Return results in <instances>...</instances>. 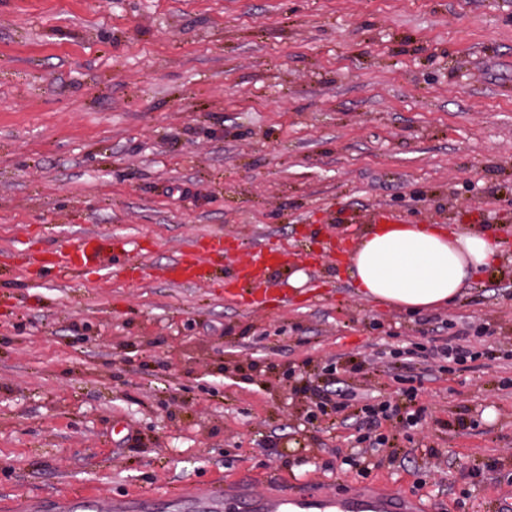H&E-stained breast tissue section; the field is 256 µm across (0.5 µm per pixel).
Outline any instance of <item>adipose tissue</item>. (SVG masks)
<instances>
[{"instance_id": "obj_1", "label": "adipose tissue", "mask_w": 512, "mask_h": 512, "mask_svg": "<svg viewBox=\"0 0 512 512\" xmlns=\"http://www.w3.org/2000/svg\"><path fill=\"white\" fill-rule=\"evenodd\" d=\"M502 247L483 230L377 224L358 238L347 274L362 300L420 312L449 306Z\"/></svg>"}]
</instances>
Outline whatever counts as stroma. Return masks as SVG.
I'll use <instances>...</instances> for the list:
<instances>
[{
    "instance_id": "35a3bbf8",
    "label": "stroma",
    "mask_w": 512,
    "mask_h": 512,
    "mask_svg": "<svg viewBox=\"0 0 512 512\" xmlns=\"http://www.w3.org/2000/svg\"><path fill=\"white\" fill-rule=\"evenodd\" d=\"M380 209L508 245L450 307L368 303L331 250ZM87 232L140 277L43 283ZM208 233L228 268L278 248L260 277L283 302L166 282ZM10 244L0 504L103 512L226 477L258 496L386 484L427 512L512 491V0H0ZM460 322L492 348L448 370L428 351ZM333 380L420 412L394 456L358 443L356 409L309 420L300 386Z\"/></svg>"
}]
</instances>
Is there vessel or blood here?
<instances>
[{
    "label": "vessel or blood",
    "instance_id": "obj_1",
    "mask_svg": "<svg viewBox=\"0 0 512 512\" xmlns=\"http://www.w3.org/2000/svg\"><path fill=\"white\" fill-rule=\"evenodd\" d=\"M227 252L223 235L210 234L202 238L198 247L179 250L165 267L163 276L174 285L207 284L211 277L210 264L223 261ZM112 253V244L88 233L76 251L43 262L44 280L55 283L72 274L87 270H104ZM248 265L230 271L224 278L225 288L234 290L240 303L253 306L271 300V293L252 291V270L258 266H272L278 260V251L267 245L253 247ZM235 502L237 512H417L414 498L402 492L390 495L375 493H326L318 496L291 495L253 497L245 488H238L235 499H228L223 485L187 490L183 495L160 502L149 498L130 496L113 500L110 512H226L228 502Z\"/></svg>",
    "mask_w": 512,
    "mask_h": 512
}]
</instances>
